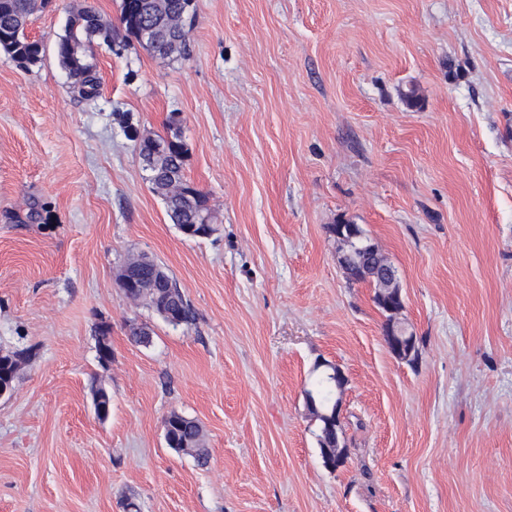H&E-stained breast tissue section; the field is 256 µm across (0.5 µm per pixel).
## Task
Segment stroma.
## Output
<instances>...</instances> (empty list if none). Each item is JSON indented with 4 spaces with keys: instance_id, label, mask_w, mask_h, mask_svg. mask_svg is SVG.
<instances>
[{
    "instance_id": "35a3bbf8",
    "label": "stroma",
    "mask_w": 512,
    "mask_h": 512,
    "mask_svg": "<svg viewBox=\"0 0 512 512\" xmlns=\"http://www.w3.org/2000/svg\"><path fill=\"white\" fill-rule=\"evenodd\" d=\"M87 4L115 27L92 98L56 54ZM119 17L50 0L41 61L0 52V350L32 351L0 397V512H512V0H194L184 60ZM170 129L210 237L169 223L135 149ZM335 224L396 268L417 362ZM141 251L192 324L126 297ZM320 360L348 380L335 472L305 398ZM174 411L207 467L167 445ZM331 233L336 237V239L339 242L343 244V248H345L341 256L339 257L340 263L344 261L345 256H350V253H346V251L358 247V244L364 239L362 233L360 232V228L355 224L333 225L331 228ZM163 271L166 274V280L163 285V288H167L177 298V301L174 304V312L177 319V322L175 324H188L194 319L191 304L185 297L177 281L172 276H170L164 269ZM172 289H174V291Z\"/></svg>"
}]
</instances>
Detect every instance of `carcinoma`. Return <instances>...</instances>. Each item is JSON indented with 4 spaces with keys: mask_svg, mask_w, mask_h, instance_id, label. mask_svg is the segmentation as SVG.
Returning <instances> with one entry per match:
<instances>
[{
    "mask_svg": "<svg viewBox=\"0 0 512 512\" xmlns=\"http://www.w3.org/2000/svg\"><path fill=\"white\" fill-rule=\"evenodd\" d=\"M135 0H122L120 22L128 34L148 51L163 58L185 59L190 55L189 32L185 19L193 10L194 0H140L142 7L135 10ZM48 0H0V50L17 62L28 65L38 62L44 51L42 42L27 34L31 17L43 10ZM112 46V29L102 23L96 9L88 5L71 15L66 24V34L57 42L56 53L60 63H65L71 50L83 52L79 65L72 68L69 78L73 88L83 97L94 96L100 81L95 67L88 61L94 40ZM138 153L149 172L148 180L166 203V215L172 224L194 225L204 219H215L207 206V199L185 177L186 150L178 141V134L168 137L154 134L139 138ZM139 257H132L125 263L132 276L140 282L135 298L149 307H154V289L158 288L149 274L138 264ZM164 287L173 289L177 301L174 312L177 323L188 324L194 319L191 304L177 281L166 276ZM312 389L316 392L317 407L311 410L319 421L318 444L324 448L333 443L334 434L327 431L322 413L327 408L333 390L327 381L317 378ZM168 446L183 448L195 453L197 464L208 463V452L204 448L203 430L199 422L177 412L171 413V427L168 430Z\"/></svg>",
    "mask_w": 512,
    "mask_h": 512,
    "instance_id": "obj_1",
    "label": "carcinoma"
}]
</instances>
